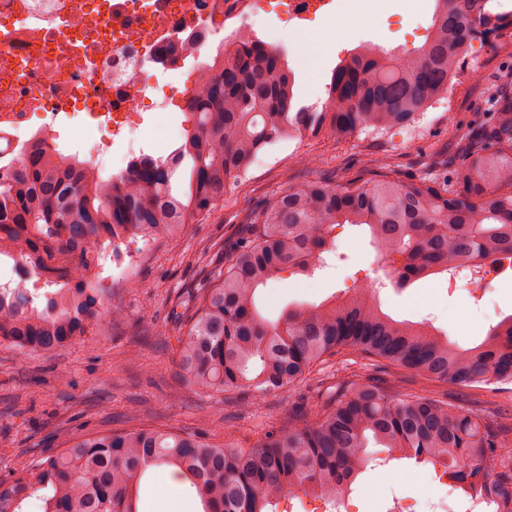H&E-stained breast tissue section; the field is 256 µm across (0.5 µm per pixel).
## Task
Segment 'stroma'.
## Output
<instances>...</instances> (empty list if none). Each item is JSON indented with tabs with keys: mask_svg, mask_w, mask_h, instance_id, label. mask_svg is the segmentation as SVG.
<instances>
[{
	"mask_svg": "<svg viewBox=\"0 0 512 512\" xmlns=\"http://www.w3.org/2000/svg\"><path fill=\"white\" fill-rule=\"evenodd\" d=\"M354 3L361 5L366 23L353 27L346 40L332 39V25L341 23ZM433 7L434 0H333L329 10L303 19L273 9L259 12L250 28L284 51L298 101L314 105L324 101L339 59L359 46L374 43L395 54L421 46L430 34ZM199 64L191 56L173 74L150 79L139 106L145 152L168 154L192 128L183 92L195 81ZM510 71L511 47L474 40L452 99L432 104L410 126L383 134L365 130L342 141L320 137L280 142L263 150L261 163L233 183L214 217L189 225L176 237L140 240L116 251L104 247L94 274L107 287L109 300L124 309L123 318L105 317L53 354L32 352L21 358L12 346L0 343V480L25 470L40 456L61 452L79 434L174 429L219 443L228 439L245 448L268 428H297V406L313 408L320 402L315 382H302L255 408L220 394L191 393L178 399L186 379L174 339L161 328L175 302L191 300L207 281L193 256L217 244L245 242L252 214L285 188L315 179L338 184L380 179V171L370 164L374 157H388L391 176L401 181L436 176L476 117L488 111L494 89ZM335 251L338 260L314 277L281 273L262 294L263 312L274 318L288 304L317 303L378 278L375 250L355 228L340 231ZM129 257L137 261L135 287L113 286L119 264ZM378 293L383 310L396 319L431 320L463 345L484 334L489 324L512 315L510 278L488 284L478 301L466 288L449 290L444 278L402 291L382 287ZM443 489L433 464L398 458L366 468L349 497L350 512H385L386 500L394 496L407 500L413 512H434L432 505L442 499ZM141 501L143 512L200 509L185 483L163 467L147 471Z\"/></svg>",
	"mask_w": 512,
	"mask_h": 512,
	"instance_id": "35a3bbf8",
	"label": "stroma"
}]
</instances>
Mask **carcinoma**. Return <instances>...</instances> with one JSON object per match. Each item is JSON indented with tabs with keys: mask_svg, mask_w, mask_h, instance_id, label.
<instances>
[{
	"mask_svg": "<svg viewBox=\"0 0 512 512\" xmlns=\"http://www.w3.org/2000/svg\"><path fill=\"white\" fill-rule=\"evenodd\" d=\"M489 2L435 0L430 37L401 56L352 51L332 71L320 109L295 101L294 75L278 47L235 31L224 55L203 64L187 104L193 130L167 155L138 158L127 175L104 177L76 156L34 143L16 165H0V258L14 262L16 275L0 282V342L23 357L85 333L102 316L103 286L90 273L104 243L175 236L210 217L264 148L413 123L448 97L473 39L512 46V11L493 12ZM346 224L360 228L399 289L429 276L477 282L487 265L512 262V93L493 94L491 111L464 137L449 184L317 179L274 195L252 216L249 243L224 251L211 271L215 285L176 328L190 389L256 406L343 348L460 390L491 379L512 383V315L468 347L424 322L393 318L360 288L265 317L259 291L284 270L311 276L323 268L336 228ZM34 277L56 287L41 308L28 286ZM300 422L287 433L270 428L247 448L174 430L76 436L1 481L0 512H23L35 495L41 512H140L142 476L159 466L174 469L204 512H276L285 497L351 491L372 442L438 464L448 486L512 512L511 413L493 420L433 391L394 394L359 366Z\"/></svg>",
	"mask_w": 512,
	"mask_h": 512,
	"instance_id": "cac0c4a2",
	"label": "carcinoma"
}]
</instances>
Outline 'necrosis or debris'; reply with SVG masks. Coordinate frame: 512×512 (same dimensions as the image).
I'll return each instance as SVG.
<instances>
[{"instance_id":"necrosis-or-debris-1","label":"necrosis or debris","mask_w":512,"mask_h":512,"mask_svg":"<svg viewBox=\"0 0 512 512\" xmlns=\"http://www.w3.org/2000/svg\"><path fill=\"white\" fill-rule=\"evenodd\" d=\"M260 0H0V147L15 155L57 131L96 165L107 140L143 152L135 102L146 74L220 50L225 16L248 20Z\"/></svg>"}]
</instances>
